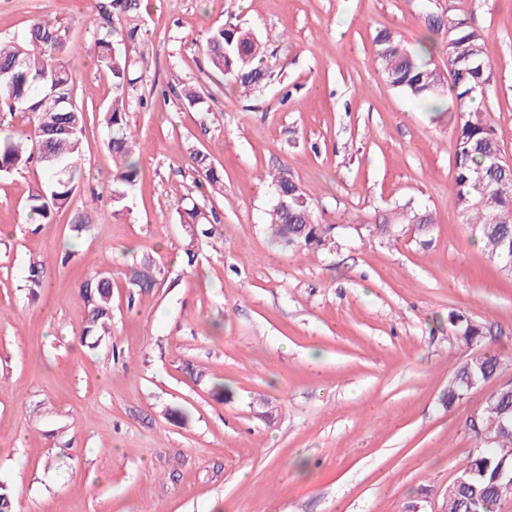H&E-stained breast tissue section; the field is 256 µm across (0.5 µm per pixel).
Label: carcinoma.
<instances>
[{
	"mask_svg": "<svg viewBox=\"0 0 512 512\" xmlns=\"http://www.w3.org/2000/svg\"><path fill=\"white\" fill-rule=\"evenodd\" d=\"M137 6L135 0H105L100 5L103 22L111 15ZM455 25L449 39L448 71L444 74L424 62L431 54L430 39L420 42L410 52L389 32L375 38V63L386 83L407 97L421 101L439 112L445 103L459 114L453 158L457 205L464 222L475 230L477 241L487 257H495L500 266L512 264V222H494L512 211V172L498 165L500 141L493 127L472 108L477 98L487 95L493 73L485 58V38L462 18L443 22L428 19L434 32ZM126 41L123 30L114 26L95 44L99 66L112 78V101L98 111V120L107 130L108 147L115 164L112 198L123 204L135 185L138 174L137 141L128 124L129 103L125 88L131 84L128 63L121 52ZM72 50L66 33L47 23L36 22L23 42L0 40V107L10 113L29 116V138L22 140L0 131V174H11L37 162L45 175L40 189L29 197V211L38 221L47 222L64 208L76 189L81 173L83 134L87 113L78 105L51 111L46 99L52 95L73 98L74 87L65 56ZM203 51L211 66L248 93L272 76L262 44L249 30L236 25L212 29ZM195 162L211 189L222 186L220 173L198 153ZM274 203L268 213V225L275 238L297 251H314L327 245V228L315 222L309 196L283 169L268 175ZM183 223L191 232L210 233L212 222L192 201L183 207ZM415 224L426 236L433 220L431 214L407 209L388 217V223L375 226L376 233L392 235L398 224ZM156 277L148 265L137 270L132 285L146 292L154 287ZM80 296L88 307V318L81 338H100L112 326V281L100 274L86 279ZM468 343L482 336L481 327L460 316L453 317ZM499 361L483 356L479 363L468 360L458 365L448 385V405L462 401L467 382L473 378L485 382L494 377ZM469 430L477 440L478 450L461 468L459 483L448 493V512H498L503 499L512 495V478L501 469L512 468V386H504L491 395L484 407L468 419ZM493 429L494 441L487 442L483 431Z\"/></svg>",
	"mask_w": 512,
	"mask_h": 512,
	"instance_id": "carcinoma-1",
	"label": "carcinoma"
}]
</instances>
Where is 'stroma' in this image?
<instances>
[{
    "mask_svg": "<svg viewBox=\"0 0 512 512\" xmlns=\"http://www.w3.org/2000/svg\"><path fill=\"white\" fill-rule=\"evenodd\" d=\"M100 2L0 0L1 40L38 20L66 29L91 114L112 99ZM433 15L485 34L496 89L476 107L512 162V0H136L120 15L141 144L124 210L93 117L77 189L49 222L28 211L40 167L0 177V483L15 512H446L475 451L468 417L512 383V277L459 212L457 112L433 114L375 67L379 32L411 49ZM225 24L264 45L273 74L254 92L208 63ZM187 85L205 108L181 101ZM197 152L221 191L197 189ZM280 168L330 227L326 249L271 241L263 176ZM187 197L217 213L213 235L191 239ZM408 206L431 212L428 238L372 232ZM145 260L159 276L142 294L128 280ZM100 267L112 330L90 348L79 290ZM452 311L484 337L466 343ZM485 353L497 375L448 404L453 369Z\"/></svg>",
    "mask_w": 512,
    "mask_h": 512,
    "instance_id": "35a3bbf8",
    "label": "stroma"
}]
</instances>
